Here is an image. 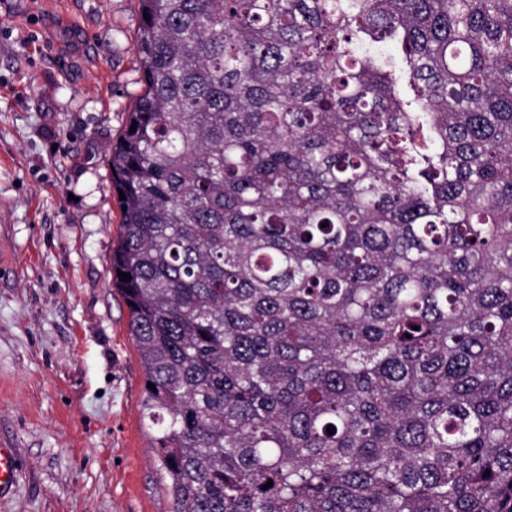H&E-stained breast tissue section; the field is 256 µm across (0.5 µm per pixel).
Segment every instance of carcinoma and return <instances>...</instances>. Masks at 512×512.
Masks as SVG:
<instances>
[{"instance_id": "1", "label": "carcinoma", "mask_w": 512, "mask_h": 512, "mask_svg": "<svg viewBox=\"0 0 512 512\" xmlns=\"http://www.w3.org/2000/svg\"><path fill=\"white\" fill-rule=\"evenodd\" d=\"M138 2L110 263L174 512H512V0Z\"/></svg>"}]
</instances>
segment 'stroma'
I'll list each match as a JSON object with an SVG mask.
<instances>
[{
    "label": "stroma",
    "mask_w": 512,
    "mask_h": 512,
    "mask_svg": "<svg viewBox=\"0 0 512 512\" xmlns=\"http://www.w3.org/2000/svg\"><path fill=\"white\" fill-rule=\"evenodd\" d=\"M139 24L137 0H0V512H173L109 265ZM18 474V463L14 449L0 448V499L14 489Z\"/></svg>",
    "instance_id": "stroma-1"
}]
</instances>
